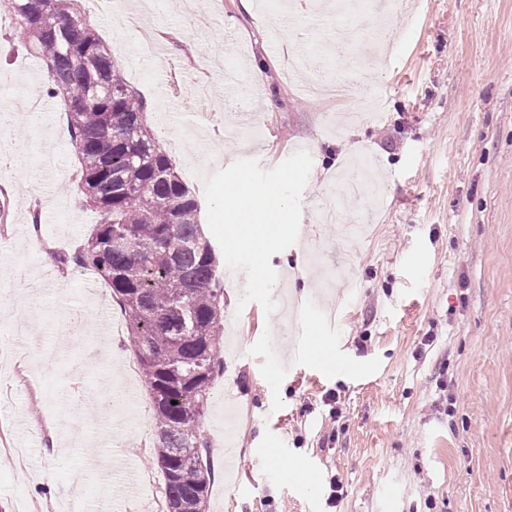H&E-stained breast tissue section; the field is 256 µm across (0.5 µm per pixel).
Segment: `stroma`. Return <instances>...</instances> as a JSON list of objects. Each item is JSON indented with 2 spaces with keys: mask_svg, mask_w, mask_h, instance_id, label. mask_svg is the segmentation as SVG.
<instances>
[{
  "mask_svg": "<svg viewBox=\"0 0 512 512\" xmlns=\"http://www.w3.org/2000/svg\"><path fill=\"white\" fill-rule=\"evenodd\" d=\"M139 0H105L89 23L144 102V121L192 190L239 159L270 170L299 145L313 160L297 242L270 259L284 325L240 305L243 271L220 266L224 370L204 435L209 512H512V0H221L216 11L153 0L134 26L111 18ZM265 79L256 82L255 66ZM341 80L343 103L289 84L288 69ZM241 75L226 93L224 74ZM48 73L0 11V156L12 234L0 245V386L11 442L26 463L0 468L8 512H152V487L123 496L128 474L161 471L142 379H116L131 350L92 357L116 305L103 280L64 254L101 220L82 203L79 162ZM371 156L374 208L342 201L362 227L355 251L315 220L336 175ZM53 263H46L45 255ZM270 331L287 373L283 408L249 348ZM113 380L111 410L93 403ZM249 411L233 448L224 408ZM297 463L284 477L269 449Z\"/></svg>",
  "mask_w": 512,
  "mask_h": 512,
  "instance_id": "1",
  "label": "stroma"
}]
</instances>
